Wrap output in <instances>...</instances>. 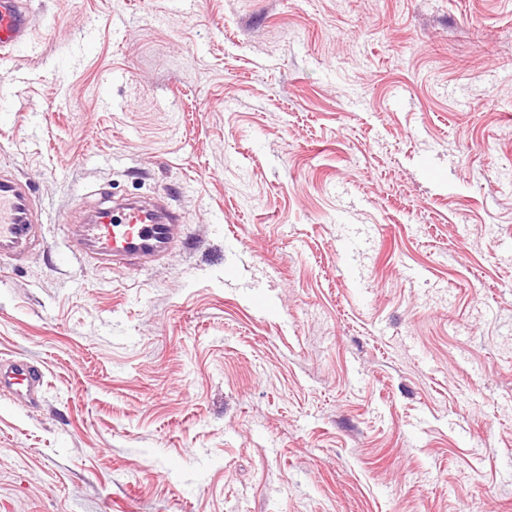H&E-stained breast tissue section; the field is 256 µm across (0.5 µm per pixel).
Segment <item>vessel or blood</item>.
Returning <instances> with one entry per match:
<instances>
[{
  "label": "vessel or blood",
  "instance_id": "vessel-or-blood-1",
  "mask_svg": "<svg viewBox=\"0 0 512 512\" xmlns=\"http://www.w3.org/2000/svg\"><path fill=\"white\" fill-rule=\"evenodd\" d=\"M30 29L26 0H0V52L23 46ZM42 208L30 185L0 174V257L22 259L44 248ZM182 217L164 199L128 201L113 205L101 194L98 207L78 225L70 243L72 253L85 263L105 269L139 271L169 256L181 243ZM36 404L41 376L33 365L15 360L0 365V394Z\"/></svg>",
  "mask_w": 512,
  "mask_h": 512
}]
</instances>
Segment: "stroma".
Segmentation results:
<instances>
[{"mask_svg":"<svg viewBox=\"0 0 512 512\" xmlns=\"http://www.w3.org/2000/svg\"><path fill=\"white\" fill-rule=\"evenodd\" d=\"M0 512H512V0H30ZM186 226L62 263L98 189ZM42 208L30 185L0 174V257L20 260L46 247L41 233ZM8 393L13 403L24 401L34 405L41 394V376L28 361L15 360L0 365V396Z\"/></svg>","mask_w":512,"mask_h":512,"instance_id":"stroma-1","label":"stroma"}]
</instances>
